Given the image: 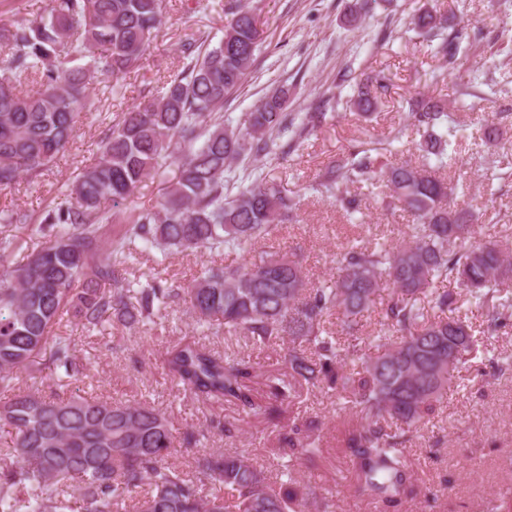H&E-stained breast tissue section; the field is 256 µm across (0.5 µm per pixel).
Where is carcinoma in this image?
Wrapping results in <instances>:
<instances>
[{"label": "carcinoma", "instance_id": "obj_1", "mask_svg": "<svg viewBox=\"0 0 512 512\" xmlns=\"http://www.w3.org/2000/svg\"><path fill=\"white\" fill-rule=\"evenodd\" d=\"M167 8L168 0H53L49 17L0 28V189L51 170L73 140L79 114L95 107L89 85L110 76L117 93V81L140 67ZM220 9L232 18L217 46L186 36L181 70L120 113L98 159L66 185V203L31 227L43 248L11 266L6 258L18 241L0 239V390L12 393L0 404V433L10 438L0 448V512H306L320 497L316 486L295 487L289 463L287 480L275 486L246 448L199 454L195 469L183 471L173 461L172 422L151 406L14 391L17 374L37 371L43 361L60 384L86 376L76 339L53 331L68 312L88 330L106 317L153 328L178 299L206 338L288 340L286 373L264 381L267 404L250 361L228 360L194 337L166 351L163 369L183 394L206 406L233 402L254 417H276L275 403L293 402L303 386L327 390L361 416L348 430L347 454L357 492L382 512L415 495L406 434L448 399L476 350L472 323L459 315L461 296L487 331L512 328V253L476 239L474 214L453 202L457 185L437 175L452 160L459 129L448 124L444 104L420 92L405 99L420 135L419 163L385 162L405 136L395 128L378 147H353L319 183L350 216L366 196L409 213L413 223L400 243L347 242L336 253V277L317 287L293 257L265 250L241 265L206 267L186 286L146 272L126 277L128 262L153 249L228 254L293 220L296 202L286 191L255 181L231 194L227 174L274 154L287 132L301 139L326 113L296 121L287 112L290 88L282 85L242 123L224 126V100L247 80L263 32L255 9L241 0ZM409 26L450 68L476 38L466 25L448 30L447 18L427 4ZM388 82L374 75L343 107L371 115ZM165 164L172 174L158 204L121 210ZM104 223L123 229L102 259ZM376 306L379 330L365 342L359 325ZM317 430L316 421L290 427L283 441L291 455H319ZM210 434L207 427L186 431L182 443L196 447ZM208 482L224 485V494H203Z\"/></svg>", "mask_w": 512, "mask_h": 512}]
</instances>
